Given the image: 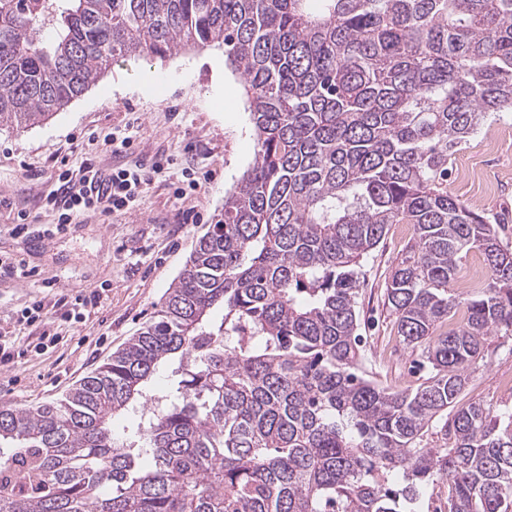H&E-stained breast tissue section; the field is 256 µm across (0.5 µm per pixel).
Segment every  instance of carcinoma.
Returning <instances> with one entry per match:
<instances>
[{
	"mask_svg": "<svg viewBox=\"0 0 512 512\" xmlns=\"http://www.w3.org/2000/svg\"><path fill=\"white\" fill-rule=\"evenodd\" d=\"M213 44L253 161L156 321L63 398L0 407V512H407L440 482L448 512H512V412L458 401L512 335V251L448 194V156L512 112V0H0V127L117 57ZM391 224L416 237L387 305L430 369L404 390L358 375L361 260ZM472 249L485 286L448 293Z\"/></svg>",
	"mask_w": 512,
	"mask_h": 512,
	"instance_id": "1",
	"label": "carcinoma"
}]
</instances>
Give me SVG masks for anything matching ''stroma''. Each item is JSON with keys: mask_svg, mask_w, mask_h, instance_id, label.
<instances>
[{"mask_svg": "<svg viewBox=\"0 0 512 512\" xmlns=\"http://www.w3.org/2000/svg\"><path fill=\"white\" fill-rule=\"evenodd\" d=\"M223 53L211 46L165 59H117L63 111L31 128L0 130V334L15 337L28 350L14 365L0 367V406L61 398L154 321L198 238L223 210L226 191L253 160L243 78L229 71L223 84L212 80L211 58ZM153 70L173 71L176 79L143 88L144 75ZM131 109L141 117L133 152L124 157L98 147L101 166L157 154L180 168L209 166L215 176L197 195L200 223L181 222L171 180L160 175L135 210L104 221L91 217L53 238L43 237L54 215L42 207L41 197L55 187L57 158L79 166L88 151L81 133L123 127ZM448 192L494 224L502 245L512 249V112L488 116L449 158ZM21 210L35 217L37 231L13 234ZM413 238V225H392L363 260L360 274L364 368L394 389L415 387L426 374L420 356L398 335L384 297L385 279ZM18 265L31 270V277L11 274ZM95 290L97 306L84 322L60 326L55 342L41 343L38 329L16 323L33 300L50 303ZM509 379L512 336L488 337L462 401L512 410Z\"/></svg>", "mask_w": 512, "mask_h": 512, "instance_id": "1", "label": "stroma"}]
</instances>
